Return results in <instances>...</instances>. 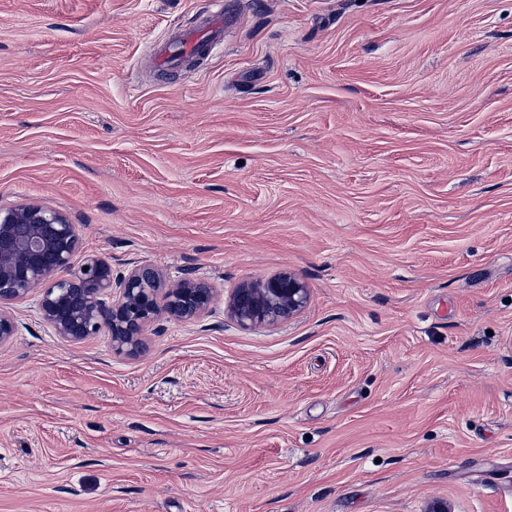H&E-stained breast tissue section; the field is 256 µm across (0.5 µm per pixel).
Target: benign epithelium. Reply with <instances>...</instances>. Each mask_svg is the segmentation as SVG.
<instances>
[{
    "mask_svg": "<svg viewBox=\"0 0 512 512\" xmlns=\"http://www.w3.org/2000/svg\"><path fill=\"white\" fill-rule=\"evenodd\" d=\"M80 225L61 211L35 205L0 210V305L37 290L40 309L56 335L82 341L108 329L112 350L134 354L142 332L160 314L180 320L200 318L208 309L213 288L184 277L170 283L153 266L140 263L113 276L112 266L88 259L68 279L56 277L74 265ZM88 270H83V267ZM167 288L165 303L157 295ZM309 301V288L291 273L235 289L227 313L243 328L275 325L300 314ZM12 315L0 308V346L16 335Z\"/></svg>",
    "mask_w": 512,
    "mask_h": 512,
    "instance_id": "1",
    "label": "benign epithelium"
}]
</instances>
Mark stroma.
Here are the masks:
<instances>
[{
	"label": "stroma",
	"instance_id": "35a3bbf8",
	"mask_svg": "<svg viewBox=\"0 0 512 512\" xmlns=\"http://www.w3.org/2000/svg\"><path fill=\"white\" fill-rule=\"evenodd\" d=\"M0 0V208L216 291L0 347V512H512V0ZM289 272L297 317L240 328ZM214 11L201 26L192 30L180 31L173 39L161 44L155 53L156 64L170 69L179 68L184 61L198 57L217 45L224 32V2L213 1ZM309 301V289L294 274L281 273L265 281L236 288L227 313L243 328L275 325L300 314Z\"/></svg>",
	"mask_w": 512,
	"mask_h": 512
}]
</instances>
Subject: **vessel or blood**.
Here are the masks:
<instances>
[{"instance_id":"1","label":"vessel or blood","mask_w":512,"mask_h":512,"mask_svg":"<svg viewBox=\"0 0 512 512\" xmlns=\"http://www.w3.org/2000/svg\"><path fill=\"white\" fill-rule=\"evenodd\" d=\"M225 19L223 0H215L213 11L201 26L180 31L158 47L155 53L157 65L176 69L187 59L204 54L220 42Z\"/></svg>"}]
</instances>
